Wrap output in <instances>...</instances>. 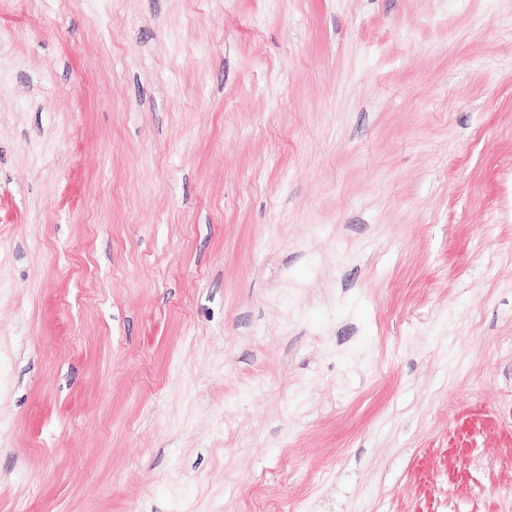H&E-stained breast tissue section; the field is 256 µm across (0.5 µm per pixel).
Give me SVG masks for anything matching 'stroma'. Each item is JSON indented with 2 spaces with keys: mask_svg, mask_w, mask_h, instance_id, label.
I'll return each mask as SVG.
<instances>
[{
  "mask_svg": "<svg viewBox=\"0 0 512 512\" xmlns=\"http://www.w3.org/2000/svg\"><path fill=\"white\" fill-rule=\"evenodd\" d=\"M0 512H512V0H0Z\"/></svg>",
  "mask_w": 512,
  "mask_h": 512,
  "instance_id": "obj_1",
  "label": "stroma"
}]
</instances>
